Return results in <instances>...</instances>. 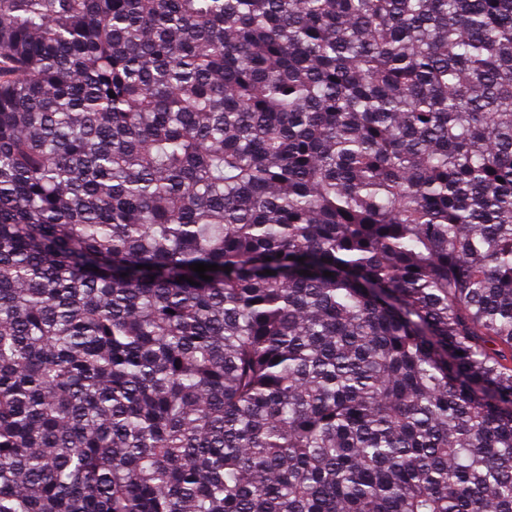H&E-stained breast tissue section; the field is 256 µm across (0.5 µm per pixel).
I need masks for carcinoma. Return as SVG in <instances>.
<instances>
[{"label": "carcinoma", "mask_w": 512, "mask_h": 512, "mask_svg": "<svg viewBox=\"0 0 512 512\" xmlns=\"http://www.w3.org/2000/svg\"><path fill=\"white\" fill-rule=\"evenodd\" d=\"M0 512H512V0H0Z\"/></svg>", "instance_id": "obj_1"}]
</instances>
